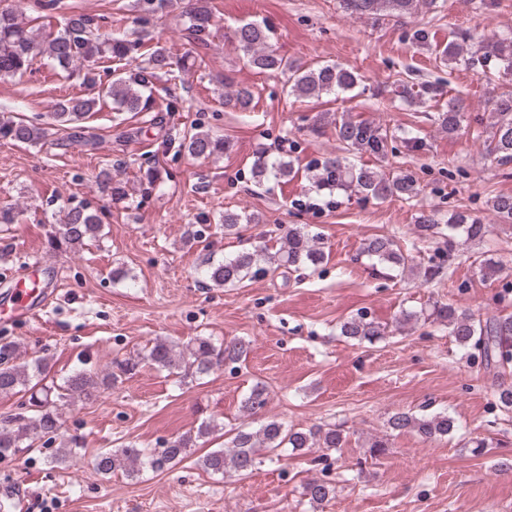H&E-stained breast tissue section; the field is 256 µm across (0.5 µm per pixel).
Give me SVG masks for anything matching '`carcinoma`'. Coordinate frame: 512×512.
Returning a JSON list of instances; mask_svg holds the SVG:
<instances>
[{
    "mask_svg": "<svg viewBox=\"0 0 512 512\" xmlns=\"http://www.w3.org/2000/svg\"><path fill=\"white\" fill-rule=\"evenodd\" d=\"M438 0H340L343 10L359 18L375 23L382 20L398 21L415 14H432ZM172 6V0H137V8L144 17L162 14ZM213 6L209 0H195L185 14V30L196 39L210 34L214 26ZM112 21L84 14H72L56 30L32 29L26 26L12 10H0V79H21L34 70L38 57L46 56L64 74L79 69L83 78L94 86L102 82L98 72L102 59L136 63L130 74H121L109 81L101 96L112 99L118 112H144L148 99L144 89L160 73L171 75L188 66L190 55L181 56L168 49L151 47L143 42H131L112 36L108 28ZM273 32L262 22L249 21L237 25L232 32L239 57L245 66L258 72H281L288 75L287 94L310 100L324 95L340 94L357 87L359 78L350 68L341 64H322L303 69L287 57L280 55L272 45ZM435 52L441 63L460 65L466 68L482 67L483 73L498 77H512V34L489 38L477 32H455L448 42L439 44ZM224 107L239 112L254 109V95L250 87H233L224 83ZM445 96L438 82L415 86L402 83L399 97L412 103L426 97L439 101ZM96 98L71 97L54 105L53 116L59 126L68 131V139L85 145L92 144L85 134L84 120L97 111ZM495 121L491 126L490 141L486 154L497 167L512 164V90L491 97ZM434 121L450 135L457 133L467 113L463 101L449 98ZM330 126L344 155L328 154L310 162L313 186L318 190H342L367 200H385L397 197L404 200L419 195L417 180L408 173L388 178L370 167L356 166L349 156L368 154L377 162L384 163L396 156L400 147L414 151L425 149V144L407 136L401 128H383L366 120H356L343 113L331 116L320 113L312 118L311 128L317 131ZM45 137L43 128L24 120H0V140L36 145ZM182 147L196 157L221 155L229 148V142L208 132H196L184 140ZM293 173L290 161L273 156L268 151L257 153L251 165L254 181L278 183ZM490 208L502 224H512V195H497L490 200ZM259 217L253 214L224 211L219 224L224 234L239 235L242 225L258 224ZM98 216L79 203L67 209L65 220L54 228L51 245L70 248L82 247L95 239L100 232ZM418 238L434 244L433 254L427 261L419 263V273L427 281L442 279L453 274L452 261L457 257L456 245L488 232V225L466 210H457L441 223L434 210H421L415 224ZM273 233L278 236L279 248L271 253L265 246L244 249L221 262L211 263L204 271L205 279L216 287H234L246 280L266 276L284 267L298 270L302 267H318L325 255L320 236L312 234L304 225L277 224ZM363 253L380 265L405 267L413 258L404 254L396 242L387 236H376L364 243ZM427 318L448 327L460 348L478 352L485 368L505 367L512 363V317L494 314L484 319L475 318L466 310L450 304L434 303ZM343 336L370 345L386 336L382 325L360 313L340 326ZM243 341L232 340L219 346L211 338L197 336L187 345L157 340L144 354L112 362L105 371L78 370L69 375L62 384L41 385L48 369V359L37 356L23 360L20 346L0 338V395L29 391L26 411L0 425V459L8 458L21 448L25 440L51 442L61 436V409L80 400L90 403L118 379L134 374L142 365L149 364L160 371L180 375L184 378L206 374L221 363H236L246 353ZM269 392L262 383L255 384L245 395L240 405L243 418H248L267 405ZM389 428L398 433L415 432L424 439L446 436L455 430L454 419L445 413L417 416L410 412H397L388 420ZM217 430L212 422H203L195 429L170 438L160 447L146 452L133 444L120 448L102 449L94 458L93 469L100 475H109L122 470L130 476H138L148 469L164 471L190 459L199 448V441ZM229 445L209 451L197 458L196 463L212 474L224 475L230 471L245 475L253 471L259 456L278 454L283 449L295 451L317 448L332 451L344 447L347 437L344 429L330 425L314 426L306 431L294 430L283 423L270 420L253 430L249 423L227 431ZM83 447L82 440L72 436L61 441V448L52 457L54 464H66L76 457L77 449ZM335 486L323 479H311L303 484L302 496L311 504H321L331 498Z\"/></svg>",
    "mask_w": 512,
    "mask_h": 512,
    "instance_id": "cac0c4a2",
    "label": "carcinoma"
}]
</instances>
